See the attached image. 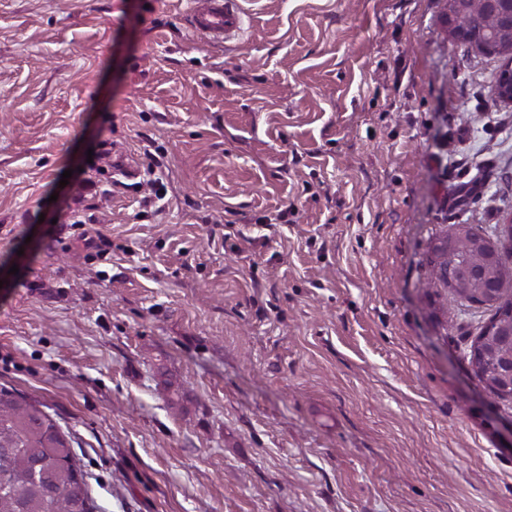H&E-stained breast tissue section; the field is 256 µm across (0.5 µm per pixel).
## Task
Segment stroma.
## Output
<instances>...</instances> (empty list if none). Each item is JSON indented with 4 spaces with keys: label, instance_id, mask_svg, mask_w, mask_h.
I'll use <instances>...</instances> for the list:
<instances>
[{
    "label": "stroma",
    "instance_id": "1",
    "mask_svg": "<svg viewBox=\"0 0 512 512\" xmlns=\"http://www.w3.org/2000/svg\"><path fill=\"white\" fill-rule=\"evenodd\" d=\"M241 5L0 0V387L101 512H512L487 314L426 264L512 221L497 61L444 0ZM206 7L189 15L188 27L212 40L232 39L244 33V12L238 0H205Z\"/></svg>",
    "mask_w": 512,
    "mask_h": 512
}]
</instances>
